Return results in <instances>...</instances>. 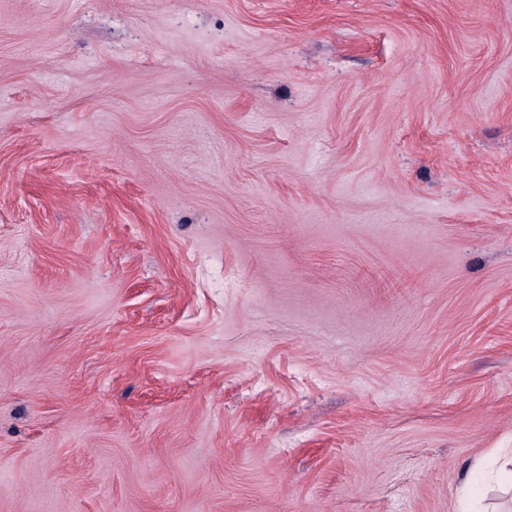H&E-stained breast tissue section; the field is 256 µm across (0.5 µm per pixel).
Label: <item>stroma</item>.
Returning a JSON list of instances; mask_svg holds the SVG:
<instances>
[{"label": "stroma", "instance_id": "obj_1", "mask_svg": "<svg viewBox=\"0 0 512 512\" xmlns=\"http://www.w3.org/2000/svg\"><path fill=\"white\" fill-rule=\"evenodd\" d=\"M512 0H0V512H512Z\"/></svg>", "mask_w": 512, "mask_h": 512}]
</instances>
